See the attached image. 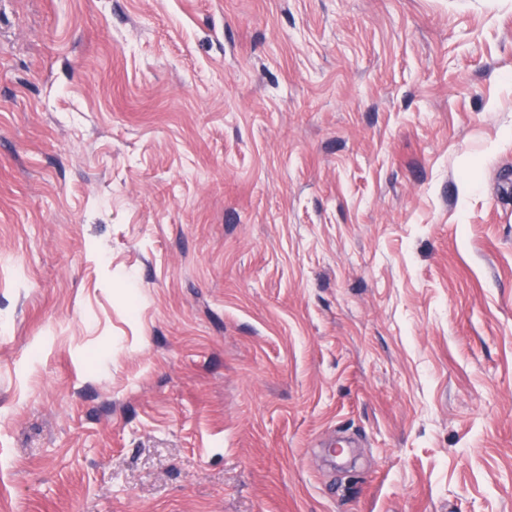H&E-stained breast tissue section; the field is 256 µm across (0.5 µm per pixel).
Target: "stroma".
<instances>
[{
	"instance_id": "1",
	"label": "stroma",
	"mask_w": 512,
	"mask_h": 512,
	"mask_svg": "<svg viewBox=\"0 0 512 512\" xmlns=\"http://www.w3.org/2000/svg\"><path fill=\"white\" fill-rule=\"evenodd\" d=\"M0 512H512V0H0Z\"/></svg>"
}]
</instances>
